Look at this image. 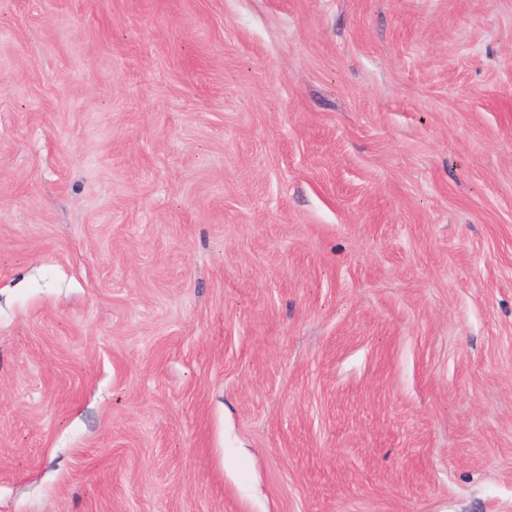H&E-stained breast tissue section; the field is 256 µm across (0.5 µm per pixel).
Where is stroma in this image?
<instances>
[{"label":"stroma","mask_w":512,"mask_h":512,"mask_svg":"<svg viewBox=\"0 0 512 512\" xmlns=\"http://www.w3.org/2000/svg\"><path fill=\"white\" fill-rule=\"evenodd\" d=\"M0 512H512V0H0Z\"/></svg>","instance_id":"35a3bbf8"}]
</instances>
